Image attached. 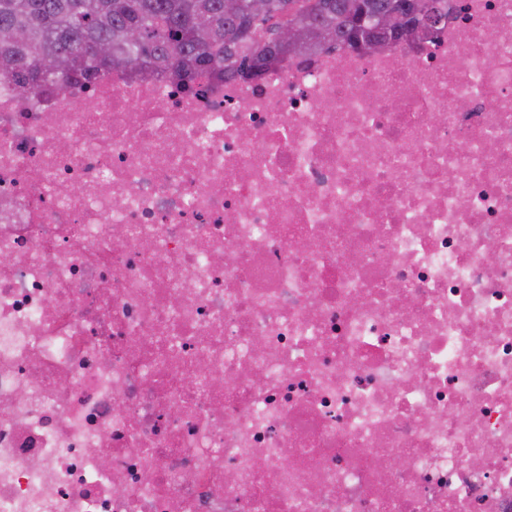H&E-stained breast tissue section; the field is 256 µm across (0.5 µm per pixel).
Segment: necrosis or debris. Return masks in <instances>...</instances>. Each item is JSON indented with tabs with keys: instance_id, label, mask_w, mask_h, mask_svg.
I'll list each match as a JSON object with an SVG mask.
<instances>
[{
	"instance_id": "4bbe7bcc",
	"label": "necrosis or debris",
	"mask_w": 512,
	"mask_h": 512,
	"mask_svg": "<svg viewBox=\"0 0 512 512\" xmlns=\"http://www.w3.org/2000/svg\"><path fill=\"white\" fill-rule=\"evenodd\" d=\"M448 10L0 80V512H512V0Z\"/></svg>"
}]
</instances>
